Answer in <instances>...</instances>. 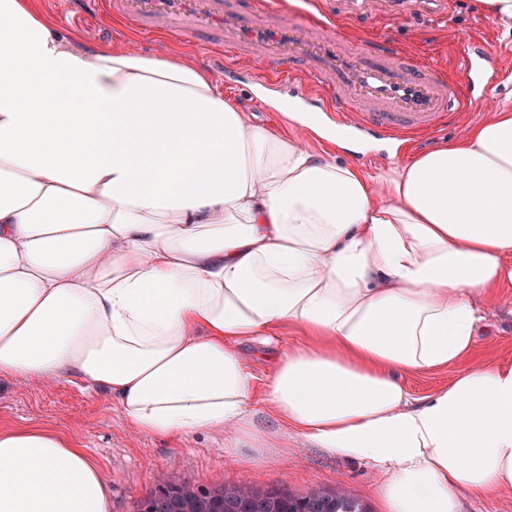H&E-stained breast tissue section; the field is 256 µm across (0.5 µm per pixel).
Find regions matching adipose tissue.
I'll return each mask as SVG.
<instances>
[{
    "label": "adipose tissue",
    "instance_id": "obj_1",
    "mask_svg": "<svg viewBox=\"0 0 512 512\" xmlns=\"http://www.w3.org/2000/svg\"><path fill=\"white\" fill-rule=\"evenodd\" d=\"M291 120L255 126L198 61L0 0V378L83 381L142 434L271 448L238 346L297 327L265 401L383 470L388 512L512 489V363L420 399L401 381L465 356L478 298L512 284V101L378 175ZM111 510L62 434L0 432V512Z\"/></svg>",
    "mask_w": 512,
    "mask_h": 512
}]
</instances>
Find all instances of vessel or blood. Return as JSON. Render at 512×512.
Listing matches in <instances>:
<instances>
[{"instance_id": "1", "label": "vessel or blood", "mask_w": 512, "mask_h": 512, "mask_svg": "<svg viewBox=\"0 0 512 512\" xmlns=\"http://www.w3.org/2000/svg\"><path fill=\"white\" fill-rule=\"evenodd\" d=\"M120 22L128 31H169L191 37L223 33L232 51L250 47L264 61L258 84L286 89L311 112L332 117L345 139L407 142L434 131L447 113L467 103L453 81L418 54L337 35L333 22L316 17L305 25L284 22L279 8L260 7L258 21L244 22L226 0H70ZM467 86H475L495 55L481 43L460 41Z\"/></svg>"}]
</instances>
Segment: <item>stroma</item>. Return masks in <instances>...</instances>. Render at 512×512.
<instances>
[{"instance_id": "35a3bbf8", "label": "stroma", "mask_w": 512, "mask_h": 512, "mask_svg": "<svg viewBox=\"0 0 512 512\" xmlns=\"http://www.w3.org/2000/svg\"><path fill=\"white\" fill-rule=\"evenodd\" d=\"M43 2L63 33L77 32L100 45L127 42L147 55L167 52L205 63L211 58L204 41L178 35L135 36L104 15L69 11L65 0ZM317 7L335 16L339 34L365 39L387 37L400 48L441 64L452 81H460L463 74V62L456 53L461 39L490 44L501 57L503 69L510 72L507 80L489 90L482 104L449 116L440 133L415 139L400 151L386 146L381 158L363 163L334 141L315 139L314 147L337 162H359L369 171L397 167L444 143L463 139L485 119L494 103L512 98V34L490 17L480 0H452L447 8L440 0H362L358 5L350 0H317ZM256 61L249 49L234 57V64L242 71L228 93L255 125L286 127L282 112L270 101H259L256 95L247 71ZM479 305L485 324L471 355L444 369L404 375L402 381L412 397L432 393L471 365L512 361V288L493 291L480 299ZM303 340L299 330L291 329L276 337L272 350L284 352ZM239 349L257 381H265L271 371L268 353L272 350L253 342L242 343ZM252 413L255 427L274 434L281 445L279 452L260 464L250 461L249 449L225 451L224 438L219 434L155 437L130 430L117 401L104 390L86 384L27 379L0 382V431L36 426L66 434L99 468L110 487L112 512H136L139 501L162 481L227 488L246 485L257 490L278 487L300 495L315 489H338L357 499L367 512H387L379 493L384 475L373 464L333 455L308 443L294 429L277 421L264 401L263 390L255 392Z\"/></svg>"}]
</instances>
